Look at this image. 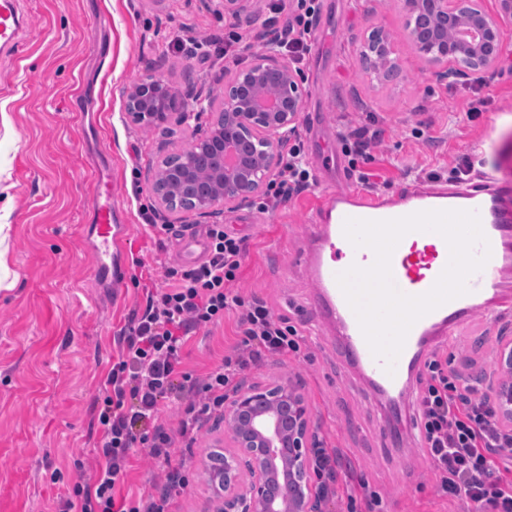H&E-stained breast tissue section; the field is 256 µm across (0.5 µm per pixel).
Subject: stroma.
Here are the masks:
<instances>
[{
	"label": "stroma",
	"instance_id": "stroma-1",
	"mask_svg": "<svg viewBox=\"0 0 512 512\" xmlns=\"http://www.w3.org/2000/svg\"><path fill=\"white\" fill-rule=\"evenodd\" d=\"M267 2L253 0L231 16L222 0H21L23 50L0 56V224L9 281L0 288V512H58L75 486L93 482L102 460L98 413L119 336L148 292L163 286L165 268L180 267L176 237L184 225H207L168 215L169 238L145 225L143 210L157 208L151 184L160 157L186 148L195 134L173 123H127L126 92L150 74L176 90L194 86L222 98L225 75L250 63L264 34L281 33ZM232 22L247 45L228 53L224 34ZM375 25L390 34L401 64L383 85L367 78L358 56ZM503 39L495 70L443 81L406 39L396 0H321L312 50L298 66L305 110L297 134L311 164L330 157L347 163L339 130L366 127L380 133L359 163L367 190L389 193L414 179L444 182L465 162L472 175L489 171L512 180V26ZM103 164L117 181L133 261L116 295L94 287L83 236L93 170ZM355 184L349 174L322 170L315 185L268 212L246 203L216 214L245 240L236 289L267 301L303 335L299 353L263 359L244 371L241 384L289 380L299 388L320 447L339 459L322 512H367L374 498L376 512H470L465 501L439 495L414 441L399 446L383 433L370 391L335 335L318 323L299 250L322 195ZM503 336H512V321L475 315L442 347L449 369L496 380ZM236 342L230 313L193 335L184 371L205 376ZM182 411L175 402L162 416L189 480L168 510L203 512L212 494L203 461L227 428L210 418L194 447H185ZM165 483L147 448H132L126 490L153 492Z\"/></svg>",
	"mask_w": 512,
	"mask_h": 512
}]
</instances>
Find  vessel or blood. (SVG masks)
<instances>
[{"instance_id": "vessel-or-blood-1", "label": "vessel or blood", "mask_w": 512, "mask_h": 512, "mask_svg": "<svg viewBox=\"0 0 512 512\" xmlns=\"http://www.w3.org/2000/svg\"><path fill=\"white\" fill-rule=\"evenodd\" d=\"M23 27L18 0H0V47L17 45ZM93 210L84 227L85 238L95 255L92 277L97 287L121 292L132 274L126 257L127 225L121 224V203L111 176L93 181ZM512 183L485 176L482 184L458 183L453 187L402 185L393 197L349 188L326 192L312 213L314 232L302 254L303 265L314 286L321 317L340 336L350 358L361 368L376 395L403 404L408 386L430 349L449 339L475 314L495 318L512 311ZM477 212L491 256L482 270L467 280L468 291L421 317L411 327L404 348L387 373L383 360L373 356L358 320L348 305L336 276L351 265L370 266V248L353 247L343 234L345 219L387 220L427 210ZM208 242L201 233L188 232L179 243L182 263H199ZM449 260L446 241L433 232H411L391 258L393 280L408 295L428 292Z\"/></svg>"}]
</instances>
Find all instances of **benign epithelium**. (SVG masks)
I'll return each instance as SVG.
<instances>
[{
	"label": "benign epithelium",
	"mask_w": 512,
	"mask_h": 512,
	"mask_svg": "<svg viewBox=\"0 0 512 512\" xmlns=\"http://www.w3.org/2000/svg\"><path fill=\"white\" fill-rule=\"evenodd\" d=\"M401 10L407 40L443 79L493 70L504 51L503 29L512 25V0H496L493 10L484 0H401ZM359 56L376 80L399 68L389 33L378 26L360 44ZM303 106L299 74L273 47L228 75L220 103L199 91L177 92L151 75L137 81L125 100L128 122L149 129L216 112L193 145L219 156V167L202 172L184 153L170 162L171 153L160 159L152 181L165 212L182 210L199 218L245 204L267 187ZM193 183L204 184L195 197L184 190ZM498 367L502 379L489 394L497 420L512 432V336L500 337ZM224 423L230 445L206 456L208 469L214 454H224V468L211 477L215 496L205 512H321L311 468L317 447L311 413L295 385L234 392L224 398Z\"/></svg>",
	"instance_id": "obj_1"
}]
</instances>
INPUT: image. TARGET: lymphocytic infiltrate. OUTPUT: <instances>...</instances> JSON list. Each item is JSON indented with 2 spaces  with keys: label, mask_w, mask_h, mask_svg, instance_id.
Here are the masks:
<instances>
[{
  "label": "lymphocytic infiltrate",
  "mask_w": 512,
  "mask_h": 512,
  "mask_svg": "<svg viewBox=\"0 0 512 512\" xmlns=\"http://www.w3.org/2000/svg\"><path fill=\"white\" fill-rule=\"evenodd\" d=\"M276 11L289 18L282 50L303 58L320 13V0H278ZM315 177L306 162L302 140L288 148L278 180L272 181L257 207L291 199L308 189ZM205 261L180 271L167 269L168 287L149 293L121 336L122 350L107 376L106 395L98 415L99 446L104 462L93 486L74 487L61 512H166L173 489L187 486L186 476L172 465L173 442L160 421L173 402L184 405L181 433L197 437L205 419L223 410L227 389L239 386L250 364L267 356L300 350L298 329L277 317L268 303L235 291L245 248L223 225H208ZM237 315L240 340L205 380L183 372L182 350L193 333ZM424 384L417 392L414 422L441 495L463 499L476 512H512V480L504 478L496 456L512 455L488 396L462 382L439 352L423 363ZM145 445L152 459L167 470L168 489L132 497L121 494L129 450Z\"/></svg>",
  "instance_id": "obj_1"
}]
</instances>
